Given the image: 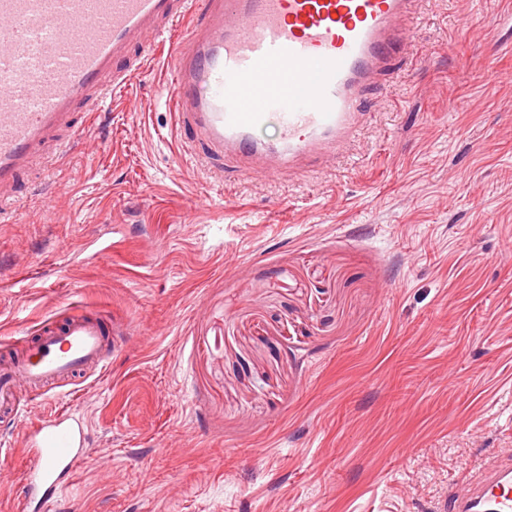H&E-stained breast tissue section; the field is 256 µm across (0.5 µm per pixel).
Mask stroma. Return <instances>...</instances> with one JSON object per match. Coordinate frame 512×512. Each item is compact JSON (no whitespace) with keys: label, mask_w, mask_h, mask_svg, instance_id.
I'll return each instance as SVG.
<instances>
[{"label":"stroma","mask_w":512,"mask_h":512,"mask_svg":"<svg viewBox=\"0 0 512 512\" xmlns=\"http://www.w3.org/2000/svg\"><path fill=\"white\" fill-rule=\"evenodd\" d=\"M334 167L267 180L179 127L168 57L82 119L0 218V360L75 307L110 364L68 512H438L512 448V0H422ZM105 262L77 258L95 236ZM26 471L0 422V512Z\"/></svg>","instance_id":"stroma-1"}]
</instances>
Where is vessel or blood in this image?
I'll use <instances>...</instances> for the list:
<instances>
[{"label": "vessel or blood", "mask_w": 512, "mask_h": 512, "mask_svg": "<svg viewBox=\"0 0 512 512\" xmlns=\"http://www.w3.org/2000/svg\"><path fill=\"white\" fill-rule=\"evenodd\" d=\"M421 0H0V215L31 162L55 165L73 109H98L129 72L130 58L165 26L185 25L172 54L173 101L182 127L211 152L245 161V174L279 180L298 163L322 171L366 121L369 89L409 55L407 25ZM280 131L270 146L257 133ZM25 358L0 364V410L16 411L15 385L32 399L106 368L122 337L107 317L73 312L40 323ZM19 512L59 499L87 455L86 425L73 414L33 424ZM443 512H512V454L472 471Z\"/></svg>", "instance_id": "obj_1"}]
</instances>
